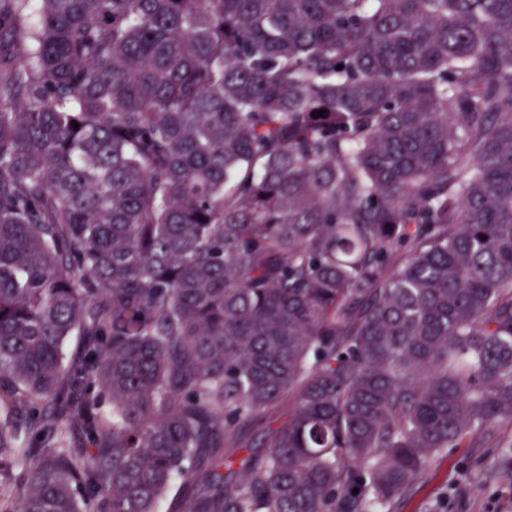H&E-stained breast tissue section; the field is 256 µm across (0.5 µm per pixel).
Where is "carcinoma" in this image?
<instances>
[{"label": "carcinoma", "instance_id": "carcinoma-1", "mask_svg": "<svg viewBox=\"0 0 512 512\" xmlns=\"http://www.w3.org/2000/svg\"><path fill=\"white\" fill-rule=\"evenodd\" d=\"M493 423L512 0H0V512H388Z\"/></svg>", "mask_w": 512, "mask_h": 512}]
</instances>
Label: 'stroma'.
<instances>
[{
	"instance_id": "stroma-1",
	"label": "stroma",
	"mask_w": 512,
	"mask_h": 512,
	"mask_svg": "<svg viewBox=\"0 0 512 512\" xmlns=\"http://www.w3.org/2000/svg\"><path fill=\"white\" fill-rule=\"evenodd\" d=\"M504 426L443 449L389 512H512V472L499 465Z\"/></svg>"
}]
</instances>
